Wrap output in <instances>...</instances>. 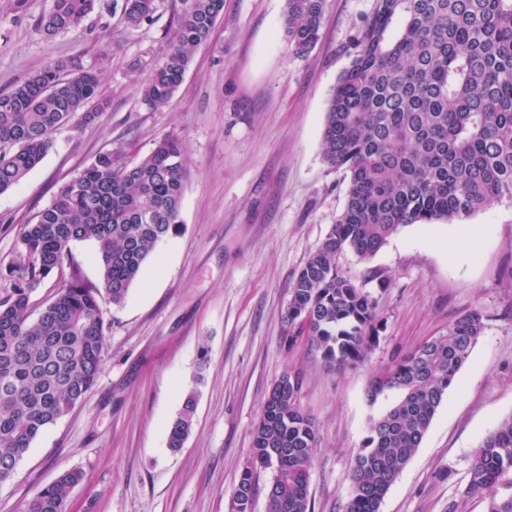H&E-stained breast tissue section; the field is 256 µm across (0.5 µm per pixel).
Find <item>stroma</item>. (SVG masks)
I'll return each mask as SVG.
<instances>
[{"label":"stroma","mask_w":512,"mask_h":512,"mask_svg":"<svg viewBox=\"0 0 512 512\" xmlns=\"http://www.w3.org/2000/svg\"><path fill=\"white\" fill-rule=\"evenodd\" d=\"M51 4L26 0L18 10L0 0V93L74 58L97 69L108 105L94 123L54 131L42 162L0 193V296L23 225L99 153L132 164L172 134L189 177L178 233L147 259L122 305L103 306L94 387L0 484V512H25L69 470L82 480L67 512H228L262 404L289 371L303 376L300 402L317 433L313 512H342L374 412L371 375L474 309L484 333L380 512H486L462 490L472 449L512 414V202L460 225L401 227L367 260L339 258L384 324L361 366L331 370L309 346L283 340L290 287L344 208L349 179L325 162L322 133L347 47L375 0H324L321 37L304 55L284 33L286 0H224L210 44L158 111L143 104L141 83L163 58L182 0H155L152 22L138 27L114 0L81 29L46 37L36 22ZM192 390L193 427L174 451L169 428Z\"/></svg>","instance_id":"obj_1"}]
</instances>
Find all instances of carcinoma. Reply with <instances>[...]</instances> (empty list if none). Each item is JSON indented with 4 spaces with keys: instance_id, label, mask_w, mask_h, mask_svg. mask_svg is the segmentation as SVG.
<instances>
[{
    "instance_id": "cac0c4a2",
    "label": "carcinoma",
    "mask_w": 512,
    "mask_h": 512,
    "mask_svg": "<svg viewBox=\"0 0 512 512\" xmlns=\"http://www.w3.org/2000/svg\"><path fill=\"white\" fill-rule=\"evenodd\" d=\"M163 60L142 83V102L165 108L207 44L224 0H184ZM102 0H52L37 29L78 30ZM128 24L153 18L155 0H122ZM323 0H286L285 32L304 55L320 40ZM349 67L329 102L322 153L349 177L345 207L291 285L284 341L303 342L332 369L355 368L379 340L376 300L341 270L350 251L374 256L408 224H453L507 198L512 201V0H375L372 16L348 48ZM98 74L59 60L0 93V192L44 158L51 133L75 116L89 124L105 108ZM188 178L183 146L167 135L132 165L110 152L95 157L51 204L24 225L19 259L0 297V484L10 480L32 441L95 385L103 361L101 297L121 305L157 244L173 235ZM91 240L103 271L99 286L77 269L32 318L31 293ZM485 328L474 310L374 374L366 401L392 396L371 415L351 471L344 512H380L390 487L429 426ZM303 378L288 372L269 391L254 431L252 460L231 512H251L257 470L275 468L269 512H311L309 482L316 447L301 408ZM196 395L186 394L168 433L176 451L188 437ZM78 471L37 490L26 512H65ZM487 512H512V414L473 449L463 489Z\"/></svg>"
}]
</instances>
